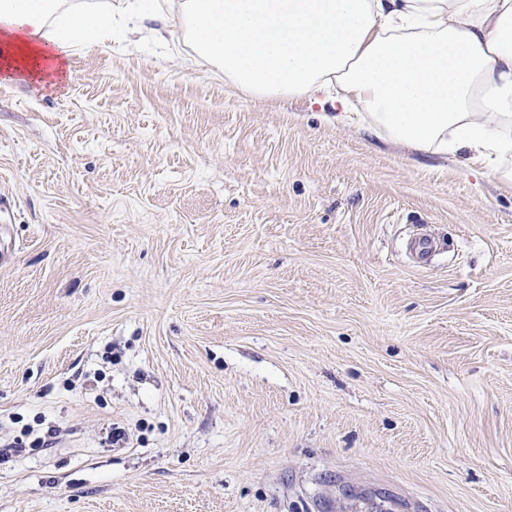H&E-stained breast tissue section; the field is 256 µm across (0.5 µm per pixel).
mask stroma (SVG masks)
<instances>
[{
  "label": "stroma",
  "instance_id": "1",
  "mask_svg": "<svg viewBox=\"0 0 512 512\" xmlns=\"http://www.w3.org/2000/svg\"><path fill=\"white\" fill-rule=\"evenodd\" d=\"M68 67L0 80V512H512V182L184 43Z\"/></svg>",
  "mask_w": 512,
  "mask_h": 512
}]
</instances>
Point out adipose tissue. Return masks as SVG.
<instances>
[{
	"label": "adipose tissue",
	"mask_w": 512,
	"mask_h": 512,
	"mask_svg": "<svg viewBox=\"0 0 512 512\" xmlns=\"http://www.w3.org/2000/svg\"><path fill=\"white\" fill-rule=\"evenodd\" d=\"M125 22L68 0H0V76L63 81L78 45L152 29L191 39L255 97L330 104L414 151L512 178V0H125Z\"/></svg>",
	"instance_id": "ef3b65f1"
}]
</instances>
